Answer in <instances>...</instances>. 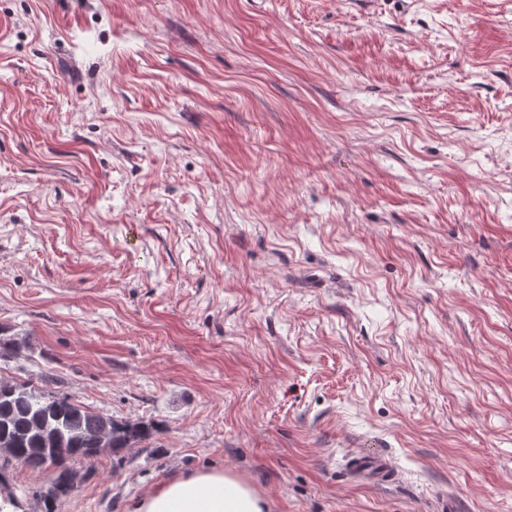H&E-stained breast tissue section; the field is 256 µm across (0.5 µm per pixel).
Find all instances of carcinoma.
<instances>
[{
    "mask_svg": "<svg viewBox=\"0 0 512 512\" xmlns=\"http://www.w3.org/2000/svg\"><path fill=\"white\" fill-rule=\"evenodd\" d=\"M153 432L150 423L117 420L65 395L0 379V439L13 448V456L1 460L0 469L17 463L43 472L46 460L56 457L49 477L53 497L66 494L76 479L67 460L91 461L106 450L118 453L137 448Z\"/></svg>",
    "mask_w": 512,
    "mask_h": 512,
    "instance_id": "carcinoma-1",
    "label": "carcinoma"
}]
</instances>
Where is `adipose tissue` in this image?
<instances>
[{"instance_id": "adipose-tissue-1", "label": "adipose tissue", "mask_w": 512, "mask_h": 512, "mask_svg": "<svg viewBox=\"0 0 512 512\" xmlns=\"http://www.w3.org/2000/svg\"><path fill=\"white\" fill-rule=\"evenodd\" d=\"M132 512H270L247 485L220 469L178 474L136 499Z\"/></svg>"}]
</instances>
